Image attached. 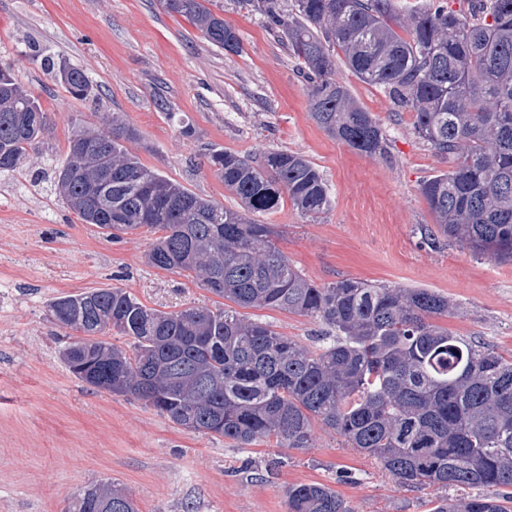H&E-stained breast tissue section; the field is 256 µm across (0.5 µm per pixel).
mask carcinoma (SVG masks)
<instances>
[{
  "label": "carcinoma",
  "instance_id": "carcinoma-1",
  "mask_svg": "<svg viewBox=\"0 0 512 512\" xmlns=\"http://www.w3.org/2000/svg\"><path fill=\"white\" fill-rule=\"evenodd\" d=\"M209 44L241 51L236 30L210 0H161ZM308 83L310 114L329 136L388 159L376 117L335 78L337 61L381 88L413 134L448 162L419 191L438 232L476 256L512 261V0H426L400 13L394 0H256ZM75 98L94 87L83 70L44 58ZM47 113L0 62V172H15L47 132ZM136 131L74 124L54 186L84 223L117 238L163 232L148 253L160 270L192 278L233 306L149 308L124 288L66 294L53 319L79 336L62 358L97 390L132 395L171 422L247 448L275 440L307 448L321 423L409 487L492 488L449 498L431 512H512V359L437 320L448 297L428 288L378 287L342 279L318 285L275 244L271 224L251 215L288 201L303 215L328 209L319 170L296 152L242 157L215 150L210 169L237 209L205 199L145 166L124 142ZM267 308L321 320L329 332L311 350L237 308ZM115 329L131 339H102ZM287 512H352L321 484H296ZM139 512L112 482L74 498L68 512Z\"/></svg>",
  "mask_w": 512,
  "mask_h": 512
}]
</instances>
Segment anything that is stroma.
<instances>
[{"mask_svg": "<svg viewBox=\"0 0 512 512\" xmlns=\"http://www.w3.org/2000/svg\"><path fill=\"white\" fill-rule=\"evenodd\" d=\"M212 9L237 31L241 53L210 45L160 0H0V61L50 120L39 151L0 174V512H66L72 497L108 479L128 489L139 512H287L286 491L300 483L332 487L352 512H430L435 490L400 484L321 424L308 448L272 440L238 448L134 397L91 388L59 354L74 333L48 304L64 293L117 286L167 312L224 304L147 264L154 233L110 241L56 193L54 167L72 122L105 129L117 113L137 130L127 147L145 166L228 208L237 199L209 169L208 150L303 154L328 185V210L309 217L287 205L255 220L277 225V247L309 279L435 290L456 306L443 326L512 358V264L428 241L435 221L419 183L446 164L412 134L411 113H394L383 90L339 70L378 119L390 157L353 150L311 119L293 58L255 8L212 0ZM46 56L85 71L96 96L65 92ZM245 314L307 346L326 331L283 311Z\"/></svg>", "mask_w": 512, "mask_h": 512, "instance_id": "obj_1", "label": "stroma"}]
</instances>
